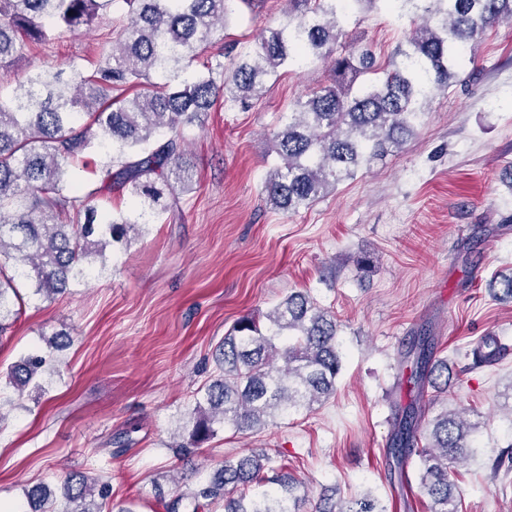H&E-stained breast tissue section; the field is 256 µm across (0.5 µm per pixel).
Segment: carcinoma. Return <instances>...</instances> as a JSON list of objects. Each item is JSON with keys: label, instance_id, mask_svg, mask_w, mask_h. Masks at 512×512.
<instances>
[{"label": "carcinoma", "instance_id": "obj_1", "mask_svg": "<svg viewBox=\"0 0 512 512\" xmlns=\"http://www.w3.org/2000/svg\"><path fill=\"white\" fill-rule=\"evenodd\" d=\"M234 0H0V67L23 55L25 42L43 43L55 28L78 31L120 5L127 24L107 41L91 71L71 62L29 71L20 88L0 90V335L6 334L20 299L11 264L48 300L90 274L86 263L128 241L191 190L185 158V127L215 100L247 105L286 65L329 63L330 84L312 90L282 113L270 130L280 164L265 179L266 201L288 212L311 206L329 190L370 167L414 134L424 105L448 87L473 45L503 20L512 21V0H314L291 8L283 22L261 34L257 49L225 65L187 74L211 47ZM382 3L399 16L419 18L406 43L385 67L368 46L340 45L341 22L356 5ZM93 166L96 187L86 192L72 180L76 165ZM127 191L138 200L135 219L98 210V198ZM512 301V272L494 275L489 288ZM492 333L471 349L475 368L506 355ZM412 359L406 381L413 399L397 414L391 432L390 467L403 473L418 460V485L430 512H457L448 464L473 458L478 426L461 410L425 417L420 399L448 396V361L435 359L434 337L425 331L399 353ZM219 373L194 408L189 433L196 447L232 426L255 432L285 414L310 412L336 389L341 371L338 326L329 312L301 292L288 294L264 315L243 316L225 334L215 356ZM43 356L12 366L9 384L21 392L41 375ZM276 484L273 494L263 486ZM295 478L271 456L252 452L226 459L211 479L185 486L165 512H199L224 501V512H300L292 497ZM63 512H103L110 486L80 471L65 474ZM29 512H51L46 484L26 489ZM371 493L344 500L320 497L314 512H388Z\"/></svg>", "mask_w": 512, "mask_h": 512}]
</instances>
